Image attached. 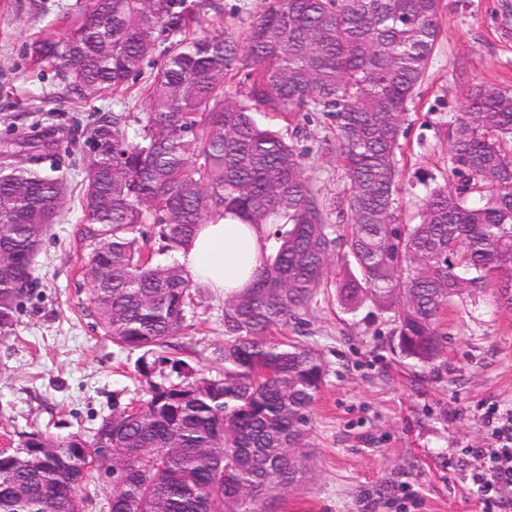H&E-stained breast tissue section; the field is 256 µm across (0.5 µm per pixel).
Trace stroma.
<instances>
[{"label": "stroma", "mask_w": 512, "mask_h": 512, "mask_svg": "<svg viewBox=\"0 0 512 512\" xmlns=\"http://www.w3.org/2000/svg\"><path fill=\"white\" fill-rule=\"evenodd\" d=\"M76 0H0V144L20 161L65 177L63 216L33 264L31 291L11 334L0 336V448L24 435L92 436L103 418L143 398L149 383L177 381L173 360L195 375L215 376L224 363V298L201 284L176 349L142 355L99 326L87 273L94 247L79 208L88 155V125L102 112L146 111L138 86L85 101L66 91L56 70L31 68L28 45L47 21ZM194 31L247 26L264 0H209ZM428 72L409 106L411 125L400 155L404 196L417 201L424 175H449L440 122L463 113L475 85H512V0H446ZM323 117L306 123L301 148L308 173L329 200L342 190L336 152L324 149ZM386 316L371 305L344 308L335 291L319 296L299 333L322 354L326 383L312 406L302 485L277 492L275 512H512V495L487 504L468 474V451L495 440L483 419L512 410V309L492 293L463 297L447 312L444 352L421 366L398 356ZM151 363L141 375V362Z\"/></svg>", "instance_id": "obj_1"}]
</instances>
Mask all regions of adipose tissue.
Returning a JSON list of instances; mask_svg holds the SVG:
<instances>
[{
	"mask_svg": "<svg viewBox=\"0 0 512 512\" xmlns=\"http://www.w3.org/2000/svg\"><path fill=\"white\" fill-rule=\"evenodd\" d=\"M261 251L262 239L256 229L226 219L200 225L178 259L193 281L226 295L250 285Z\"/></svg>",
	"mask_w": 512,
	"mask_h": 512,
	"instance_id": "1",
	"label": "adipose tissue"
}]
</instances>
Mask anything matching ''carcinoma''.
Segmentation results:
<instances>
[{"instance_id":"carcinoma-1","label":"carcinoma","mask_w":512,"mask_h":512,"mask_svg":"<svg viewBox=\"0 0 512 512\" xmlns=\"http://www.w3.org/2000/svg\"><path fill=\"white\" fill-rule=\"evenodd\" d=\"M206 0H77L28 47L31 65L57 68L83 99L141 74L157 42L164 62L143 88L148 110L104 112L86 130L80 208L96 241L89 267L98 324L124 347L171 348L184 327L193 280L176 261L198 226L230 218L262 233L253 287L224 300V375L151 384L138 409L102 420L84 438L107 448L124 475L112 512H272V491L299 486L288 457L308 447L311 407L325 385L319 350L297 323L346 269L337 300L390 314L396 350L423 365L443 350L439 325L456 300L491 288L512 307V88L476 85L466 112L439 123L450 174L404 220L398 154L409 105L429 68L443 0H265L242 31L186 37ZM272 115L291 129L264 123ZM321 114L343 188L329 203L295 139ZM137 128L130 129V122ZM0 146V224L12 263L0 269V335L14 330L32 263L61 217L67 184ZM336 223H329L330 216ZM166 242L145 251L150 235ZM181 452L169 456L172 442ZM40 434L0 456V512H82L99 489L71 437L59 456L32 462ZM224 453L206 455L202 448Z\"/></svg>"}]
</instances>
